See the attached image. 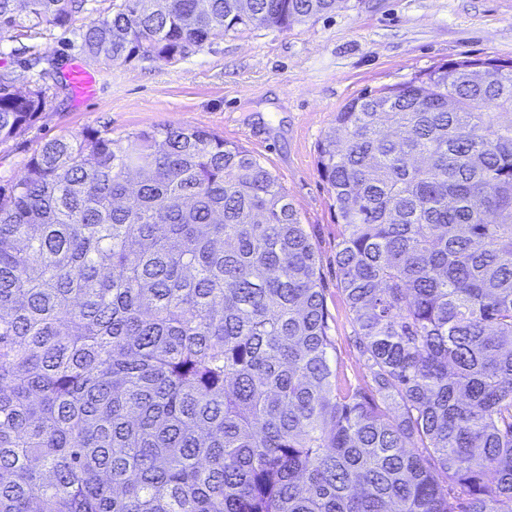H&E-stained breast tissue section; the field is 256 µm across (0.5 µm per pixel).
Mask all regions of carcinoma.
I'll return each instance as SVG.
<instances>
[{
    "mask_svg": "<svg viewBox=\"0 0 512 512\" xmlns=\"http://www.w3.org/2000/svg\"><path fill=\"white\" fill-rule=\"evenodd\" d=\"M0 0V41L87 0ZM121 0L92 61L170 63L336 0ZM0 71V143L45 110ZM512 62L346 103L318 146L337 288L371 382L341 388L309 234L199 127L45 142L0 185V512H512Z\"/></svg>",
    "mask_w": 512,
    "mask_h": 512,
    "instance_id": "obj_1",
    "label": "carcinoma"
}]
</instances>
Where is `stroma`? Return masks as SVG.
<instances>
[{"instance_id": "obj_1", "label": "stroma", "mask_w": 512, "mask_h": 512, "mask_svg": "<svg viewBox=\"0 0 512 512\" xmlns=\"http://www.w3.org/2000/svg\"><path fill=\"white\" fill-rule=\"evenodd\" d=\"M54 59L50 102L16 139L0 144V185L24 174L39 147L87 129L113 136L157 125L203 127L260 158L286 190L318 256L331 353L341 385L369 371L337 288L340 227L318 171V145L337 111L363 91L461 60L512 61V0H337L334 9L283 30L261 26L217 38L176 63L99 65V91L78 103L67 69L84 63L69 29L0 41V70L28 89L34 58Z\"/></svg>"}]
</instances>
